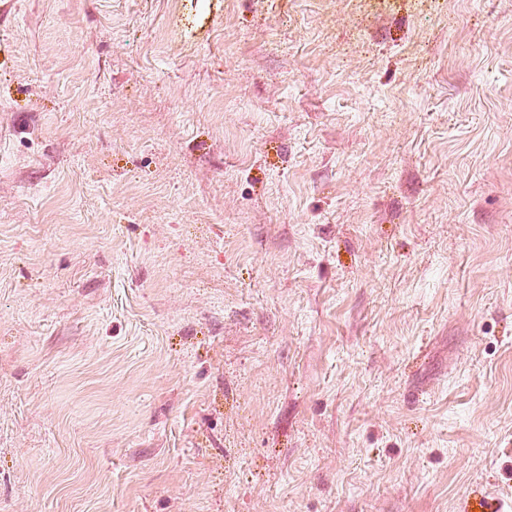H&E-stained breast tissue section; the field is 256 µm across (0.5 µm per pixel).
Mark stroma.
Returning a JSON list of instances; mask_svg holds the SVG:
<instances>
[{
  "mask_svg": "<svg viewBox=\"0 0 512 512\" xmlns=\"http://www.w3.org/2000/svg\"><path fill=\"white\" fill-rule=\"evenodd\" d=\"M0 512H512V0H0Z\"/></svg>",
  "mask_w": 512,
  "mask_h": 512,
  "instance_id": "obj_1",
  "label": "stroma"
}]
</instances>
